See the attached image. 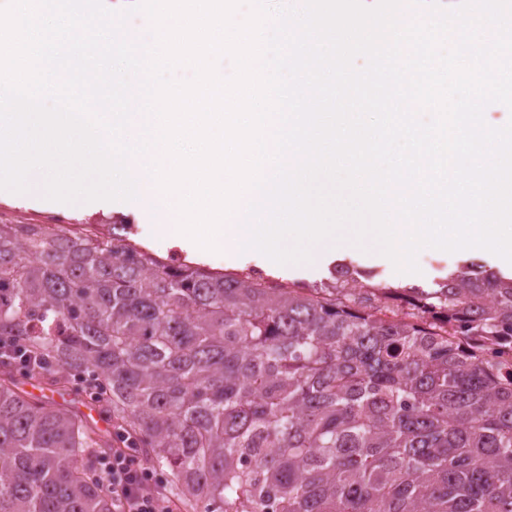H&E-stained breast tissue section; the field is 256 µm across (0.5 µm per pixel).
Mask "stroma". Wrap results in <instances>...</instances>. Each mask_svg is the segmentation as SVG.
Returning <instances> with one entry per match:
<instances>
[{"label": "stroma", "instance_id": "stroma-1", "mask_svg": "<svg viewBox=\"0 0 512 512\" xmlns=\"http://www.w3.org/2000/svg\"><path fill=\"white\" fill-rule=\"evenodd\" d=\"M117 219L127 223L131 239L160 256H167L170 251L177 250L188 261L209 269L224 268L240 273L258 269L274 285L288 283L309 288L320 287L322 279L328 275L330 265L344 259L375 271L376 282L394 287L419 286L428 289L442 276L441 271L428 262L434 254L430 248L419 252L417 262L420 271L416 274L396 272L392 262L376 249L364 250L340 245L326 249L308 263L279 265L253 251L228 249L211 252L191 248L178 238L159 237L156 231L157 217L124 208L112 201L67 204L48 200L33 189L22 194L0 190V224H100Z\"/></svg>", "mask_w": 512, "mask_h": 512}]
</instances>
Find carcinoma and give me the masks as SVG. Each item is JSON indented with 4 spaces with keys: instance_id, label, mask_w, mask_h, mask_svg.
Instances as JSON below:
<instances>
[{
    "instance_id": "obj_1",
    "label": "carcinoma",
    "mask_w": 512,
    "mask_h": 512,
    "mask_svg": "<svg viewBox=\"0 0 512 512\" xmlns=\"http://www.w3.org/2000/svg\"><path fill=\"white\" fill-rule=\"evenodd\" d=\"M127 234L0 224V512H116L100 458L138 448L177 512H512V276L464 260L425 290L170 266ZM372 288L415 310L384 319ZM102 385L112 429L37 398Z\"/></svg>"
}]
</instances>
